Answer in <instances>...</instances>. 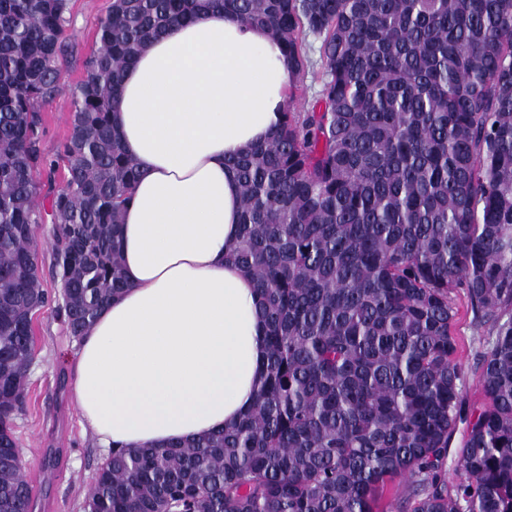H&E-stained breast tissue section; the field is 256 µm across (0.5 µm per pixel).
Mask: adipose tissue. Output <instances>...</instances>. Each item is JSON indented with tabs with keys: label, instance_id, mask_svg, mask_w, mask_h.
<instances>
[{
	"label": "adipose tissue",
	"instance_id": "1",
	"mask_svg": "<svg viewBox=\"0 0 512 512\" xmlns=\"http://www.w3.org/2000/svg\"><path fill=\"white\" fill-rule=\"evenodd\" d=\"M292 74L264 31L207 13L151 40L110 121L142 176L123 213L128 286L82 337L72 403L105 446L157 448L231 427L263 373L254 282L231 258L229 164L282 121Z\"/></svg>",
	"mask_w": 512,
	"mask_h": 512
}]
</instances>
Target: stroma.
Instances as JSON below:
<instances>
[{
  "label": "stroma",
  "instance_id": "35a3bbf8",
  "mask_svg": "<svg viewBox=\"0 0 512 512\" xmlns=\"http://www.w3.org/2000/svg\"><path fill=\"white\" fill-rule=\"evenodd\" d=\"M111 0H69L67 60L59 94L44 108L42 147L55 154L69 131L72 91L83 80V61L97 48V23ZM454 334L462 364L465 394L471 404L482 401L476 358L490 349L487 328L472 320L464 298H457ZM35 358L27 372L24 411L13 421L24 475L35 498V512H84L83 506L98 465L107 451L84 433L80 416L69 400L71 368L78 341L69 336L52 307L35 320Z\"/></svg>",
  "mask_w": 512,
  "mask_h": 512
}]
</instances>
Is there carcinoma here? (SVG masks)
<instances>
[{
	"instance_id": "carcinoma-1",
	"label": "carcinoma",
	"mask_w": 512,
	"mask_h": 512,
	"mask_svg": "<svg viewBox=\"0 0 512 512\" xmlns=\"http://www.w3.org/2000/svg\"><path fill=\"white\" fill-rule=\"evenodd\" d=\"M210 11L280 44L286 101L305 36L321 41L311 110L284 105L272 137L231 161L232 256L255 281L263 375L228 429L112 448L87 512H392L398 478V512H512V0H112L55 161L41 112L60 89L68 0H0V512L35 508L12 422L49 302L39 236L79 339L126 287L122 213L139 173L111 101L149 41ZM457 294L493 336L476 407Z\"/></svg>"
}]
</instances>
